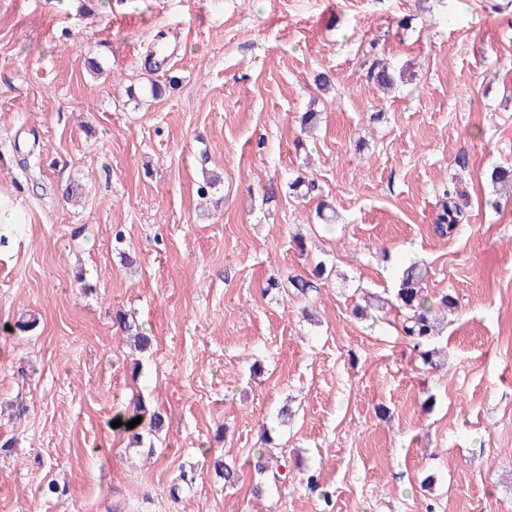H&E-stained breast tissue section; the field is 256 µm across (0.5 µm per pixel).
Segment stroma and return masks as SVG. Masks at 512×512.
<instances>
[{"label": "stroma", "instance_id": "1", "mask_svg": "<svg viewBox=\"0 0 512 512\" xmlns=\"http://www.w3.org/2000/svg\"><path fill=\"white\" fill-rule=\"evenodd\" d=\"M498 2L0 0V191L27 217L0 244V512H512V200L488 179L512 166ZM379 63L402 74L392 91L369 78ZM206 170L221 209L196 193ZM301 172L335 223L289 193ZM447 186L468 220L442 238ZM319 261L308 298L276 288ZM413 262L430 297L456 300L434 367L391 302ZM364 291L388 309L354 316ZM119 311L153 338L137 376ZM139 395L165 417L149 450L112 426ZM265 446L295 480L257 498ZM183 471L195 482L172 498Z\"/></svg>", "mask_w": 512, "mask_h": 512}]
</instances>
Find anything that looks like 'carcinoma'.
I'll return each instance as SVG.
<instances>
[{
    "mask_svg": "<svg viewBox=\"0 0 512 512\" xmlns=\"http://www.w3.org/2000/svg\"><path fill=\"white\" fill-rule=\"evenodd\" d=\"M489 179L494 185L498 184L512 190V169L509 167H494L489 174ZM463 220L464 214L455 197L450 190H444L441 211L437 215L435 224L436 231L443 236L450 235ZM326 272V265L319 262L311 271V277L292 275L287 278L285 287L291 289V294L304 297L314 287L313 279H321ZM425 278L426 271L417 264L412 263L407 266L402 271L397 301L404 310L403 333L412 340L415 348L421 350L423 362L430 364L436 354V349L433 347L434 341L444 326L448 308L452 307L454 302L446 295L435 302H429L425 296ZM116 321L123 332L134 338L139 349L150 347L151 337L141 330L136 320L120 314L116 317ZM137 417L141 418V423L132 429L127 428L126 423ZM118 419L123 422V425L118 427L119 432L127 436L135 445L143 444L144 435L157 433L163 426L161 413L142 398L134 402L129 414H120ZM213 469L215 474L227 484L232 485L238 479L235 466L220 456L214 458Z\"/></svg>",
    "mask_w": 512,
    "mask_h": 512,
    "instance_id": "cac0c4a2",
    "label": "carcinoma"
}]
</instances>
